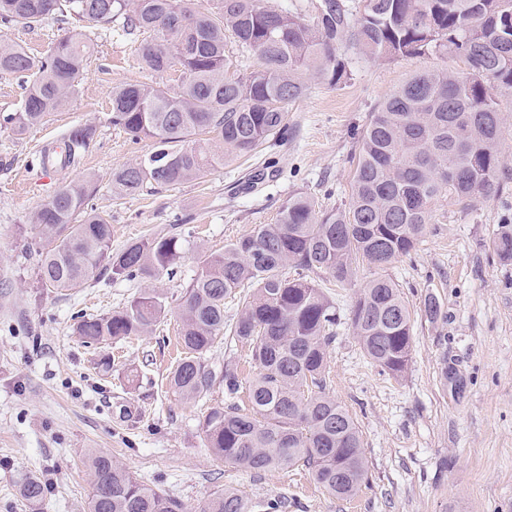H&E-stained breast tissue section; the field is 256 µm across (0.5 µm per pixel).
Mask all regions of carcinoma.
Here are the masks:
<instances>
[{"instance_id": "carcinoma-1", "label": "carcinoma", "mask_w": 512, "mask_h": 512, "mask_svg": "<svg viewBox=\"0 0 512 512\" xmlns=\"http://www.w3.org/2000/svg\"><path fill=\"white\" fill-rule=\"evenodd\" d=\"M0 0V26L34 28L47 20L80 28L118 25L146 38L136 48L145 70L178 73L167 85L125 84L112 90L107 121L154 149L112 170V193L136 196L201 180L217 164L248 154L281 132L285 107L309 90L307 76L331 86L351 76L347 50L366 60L439 53L461 58L462 73L434 70L412 77L371 113L358 144L348 205L321 209L297 193L273 224L254 229L205 257L180 306L184 357L169 385L184 401L224 385V404L205 418L207 447L224 463L253 475L302 466L328 493L350 499L367 479L368 461L356 418L327 391L328 350L336 340V303L321 286L340 284L363 260L384 268L407 255L431 223L441 193L459 200L497 196L509 174L500 150L503 112L498 94L512 93V0H320L308 16L262 0ZM257 55L242 70L224 33ZM90 52L88 38L68 36L46 54L0 41V74L26 78L18 112L0 126L22 136L63 108L77 92ZM203 131L224 152L197 139ZM97 128L78 126L61 151L40 165L80 162ZM93 177L62 183L32 216L38 229V277L45 288H81L93 273L148 281L180 259L177 234L155 236L112 253V225L88 207ZM512 261V228L493 241ZM237 297V319H224V301ZM165 297L144 288L121 309L78 317L85 344L122 340L152 331ZM353 335L364 355L393 377L412 362L410 302L380 276L360 288L350 310ZM248 346L255 374L248 406L236 402L242 380L234 365L204 362L224 333ZM88 512H187L182 500L138 479L102 451L88 454ZM20 497L35 506L46 494L42 478H26ZM235 489L214 494L202 512H251Z\"/></svg>"}]
</instances>
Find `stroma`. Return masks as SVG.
<instances>
[{"instance_id": "35a3bbf8", "label": "stroma", "mask_w": 512, "mask_h": 512, "mask_svg": "<svg viewBox=\"0 0 512 512\" xmlns=\"http://www.w3.org/2000/svg\"><path fill=\"white\" fill-rule=\"evenodd\" d=\"M67 31L53 21L33 29L0 27V40L42 54ZM95 44L69 105L23 136L0 128V512H29L17 493L29 475L48 480L42 512H87L84 467L93 450L110 453L145 483L200 512L213 493L232 487L248 501L286 496L288 512H512V262L491 242L512 225V185L487 199L440 197L425 236L410 255L384 270L359 266L353 281L332 287L340 324L328 358V390L354 414L362 431L368 478L343 500L291 468L254 476L224 464L205 446L204 419L223 404L224 388L185 402L167 382L182 349L178 314L201 256L255 225L274 223L283 201L304 192L324 206L348 200L352 159L371 112L413 75L463 70L456 58L426 54L374 62L353 58L347 83L309 82L288 104L286 129L250 155L216 167L171 191L118 197L113 168L151 151L106 115L113 88L162 80L137 60L134 39L84 27ZM97 125L77 167L41 168L47 144L72 127ZM97 175L93 207L112 226V249L189 229L181 259L150 285L167 299L153 331L85 345L74 333L79 314L104 315L139 293L141 282L91 275L83 287L57 291L37 277V231L31 214L65 180ZM392 278L415 308L413 361L392 378L363 354L350 328L359 288ZM442 306L436 321L422 311L426 296Z\"/></svg>"}]
</instances>
